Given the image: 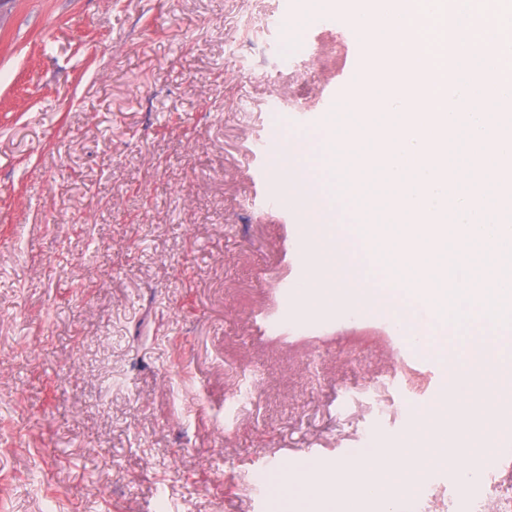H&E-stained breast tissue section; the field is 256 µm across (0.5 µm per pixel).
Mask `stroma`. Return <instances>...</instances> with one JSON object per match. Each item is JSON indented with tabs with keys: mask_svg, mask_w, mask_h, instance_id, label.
Instances as JSON below:
<instances>
[{
	"mask_svg": "<svg viewBox=\"0 0 512 512\" xmlns=\"http://www.w3.org/2000/svg\"><path fill=\"white\" fill-rule=\"evenodd\" d=\"M347 25L322 0L0 6V512H275L251 472L362 460L429 407L374 325L260 330L296 218L260 207L286 180L254 145L292 119L273 99L350 86Z\"/></svg>",
	"mask_w": 512,
	"mask_h": 512,
	"instance_id": "obj_1",
	"label": "stroma"
}]
</instances>
